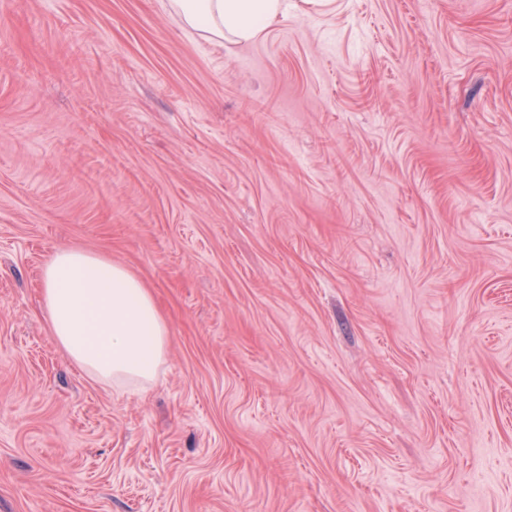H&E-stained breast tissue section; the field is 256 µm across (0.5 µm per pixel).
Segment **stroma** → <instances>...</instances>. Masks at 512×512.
<instances>
[{
	"label": "stroma",
	"instance_id": "obj_1",
	"mask_svg": "<svg viewBox=\"0 0 512 512\" xmlns=\"http://www.w3.org/2000/svg\"><path fill=\"white\" fill-rule=\"evenodd\" d=\"M61 246L147 389L54 341ZM0 512H512V0H0ZM184 26L209 40L224 44V37L238 42L255 38L278 16L284 0H168ZM42 275L51 335L75 364L117 390L155 380L169 328L148 288L123 266L75 248L55 250Z\"/></svg>",
	"mask_w": 512,
	"mask_h": 512
}]
</instances>
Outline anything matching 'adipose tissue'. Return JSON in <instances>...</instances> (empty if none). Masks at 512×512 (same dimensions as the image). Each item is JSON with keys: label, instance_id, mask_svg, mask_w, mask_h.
<instances>
[{"label": "adipose tissue", "instance_id": "adipose-tissue-1", "mask_svg": "<svg viewBox=\"0 0 512 512\" xmlns=\"http://www.w3.org/2000/svg\"><path fill=\"white\" fill-rule=\"evenodd\" d=\"M184 26L209 40L255 38L285 0H168ZM43 309L56 343L93 379L117 390L143 389L164 362L169 328L153 297L123 266L75 248L43 266Z\"/></svg>", "mask_w": 512, "mask_h": 512}]
</instances>
